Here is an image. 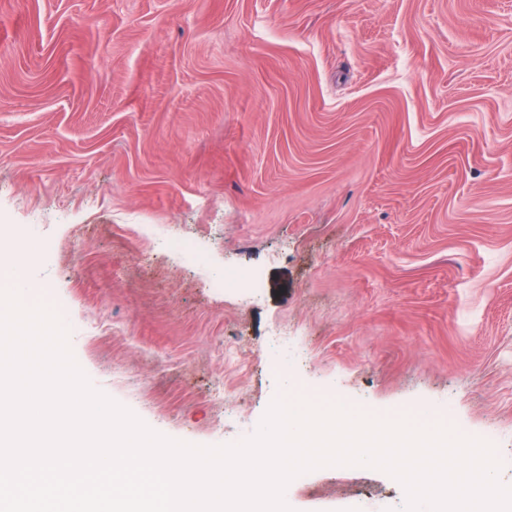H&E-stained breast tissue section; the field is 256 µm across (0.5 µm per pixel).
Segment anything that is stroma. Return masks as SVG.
Masks as SVG:
<instances>
[{"label":"stroma","mask_w":512,"mask_h":512,"mask_svg":"<svg viewBox=\"0 0 512 512\" xmlns=\"http://www.w3.org/2000/svg\"><path fill=\"white\" fill-rule=\"evenodd\" d=\"M0 227L162 435L249 438L290 379L512 486V0H0ZM405 502L338 466L288 505Z\"/></svg>","instance_id":"stroma-1"}]
</instances>
